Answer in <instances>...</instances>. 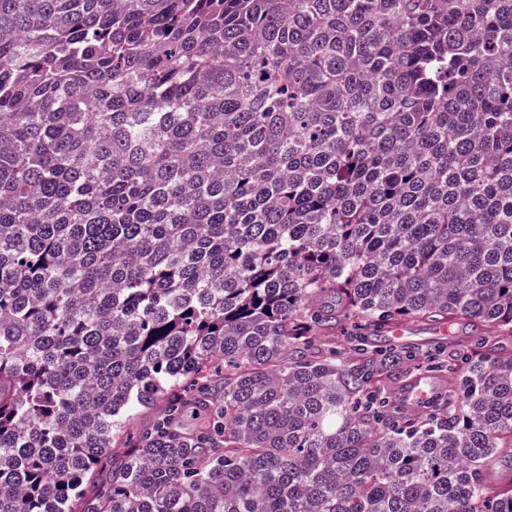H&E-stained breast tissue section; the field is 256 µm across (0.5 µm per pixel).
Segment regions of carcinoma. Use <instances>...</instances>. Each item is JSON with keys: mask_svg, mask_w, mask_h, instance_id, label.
Masks as SVG:
<instances>
[{"mask_svg": "<svg viewBox=\"0 0 512 512\" xmlns=\"http://www.w3.org/2000/svg\"><path fill=\"white\" fill-rule=\"evenodd\" d=\"M457 320L512 337V0H0V512H512V356L394 424L311 354ZM163 404L157 402L155 405L149 408H139L130 412L129 417L126 420V438L118 440L113 446L115 453H121L124 448L132 442V440L140 433L149 429L158 416L161 414Z\"/></svg>", "mask_w": 512, "mask_h": 512, "instance_id": "obj_1", "label": "carcinoma"}]
</instances>
